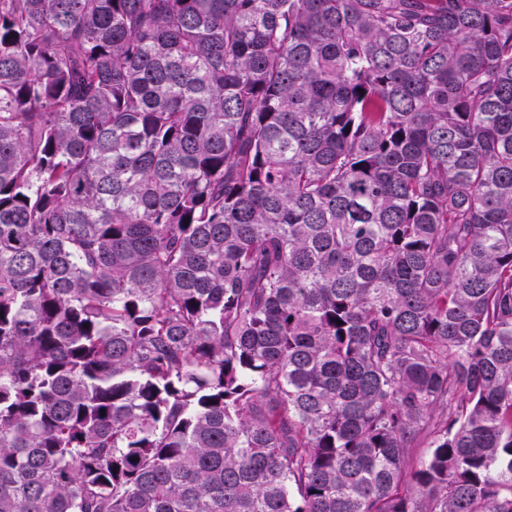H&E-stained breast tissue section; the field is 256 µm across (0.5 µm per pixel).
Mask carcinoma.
Returning <instances> with one entry per match:
<instances>
[{
  "instance_id": "carcinoma-1",
  "label": "carcinoma",
  "mask_w": 512,
  "mask_h": 512,
  "mask_svg": "<svg viewBox=\"0 0 512 512\" xmlns=\"http://www.w3.org/2000/svg\"><path fill=\"white\" fill-rule=\"evenodd\" d=\"M0 512H512V0H0Z\"/></svg>"
}]
</instances>
